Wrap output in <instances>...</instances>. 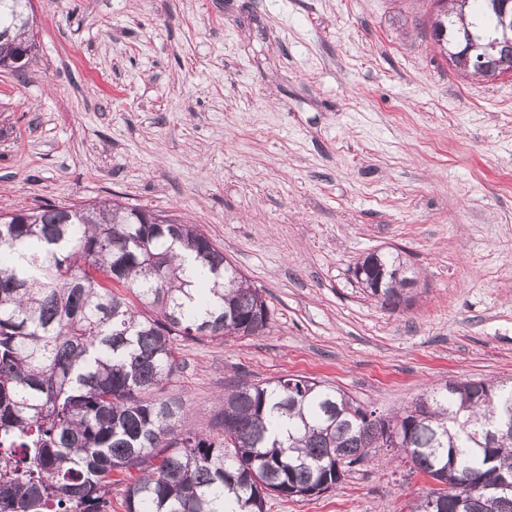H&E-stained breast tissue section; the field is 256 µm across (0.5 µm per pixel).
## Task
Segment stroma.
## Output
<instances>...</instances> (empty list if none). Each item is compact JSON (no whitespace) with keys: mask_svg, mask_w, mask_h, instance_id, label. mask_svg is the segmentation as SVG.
I'll use <instances>...</instances> for the list:
<instances>
[{"mask_svg":"<svg viewBox=\"0 0 512 512\" xmlns=\"http://www.w3.org/2000/svg\"><path fill=\"white\" fill-rule=\"evenodd\" d=\"M0 69V213L117 199L200 225L259 288V335L176 342L164 397L203 432L229 387L327 382L390 414L512 379V76L456 73L434 0H33ZM400 252L411 307L353 270ZM387 450L265 512H409Z\"/></svg>","mask_w":512,"mask_h":512,"instance_id":"1","label":"stroma"}]
</instances>
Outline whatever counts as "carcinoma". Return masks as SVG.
<instances>
[{
  "label": "carcinoma",
  "mask_w": 512,
  "mask_h": 512,
  "mask_svg": "<svg viewBox=\"0 0 512 512\" xmlns=\"http://www.w3.org/2000/svg\"><path fill=\"white\" fill-rule=\"evenodd\" d=\"M437 41L471 56L512 0H450ZM31 0H0V61L33 46ZM361 284L408 302L400 256ZM259 289L198 225L116 200L0 214V512H264L337 487L379 448L437 486L409 512H512V383L446 382L391 415L301 376L224 394L219 434L158 396L174 341L258 335Z\"/></svg>",
  "instance_id": "carcinoma-1"
}]
</instances>
